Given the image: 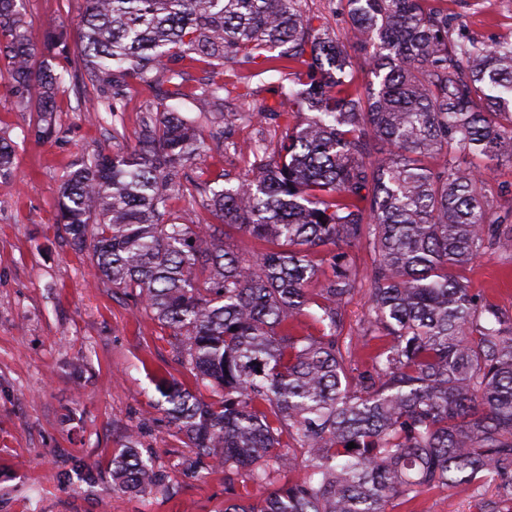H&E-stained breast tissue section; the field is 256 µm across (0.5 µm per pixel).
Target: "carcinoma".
<instances>
[{"label":"carcinoma","instance_id":"obj_1","mask_svg":"<svg viewBox=\"0 0 512 512\" xmlns=\"http://www.w3.org/2000/svg\"><path fill=\"white\" fill-rule=\"evenodd\" d=\"M346 2L348 26L330 36L303 0H85L75 42L55 28L41 53L24 0H0V74L24 109L38 92L39 139L55 133L74 52L97 102L86 111H118L134 85L150 92L132 150L97 151L66 172L59 223L219 396L156 384L196 458L224 468V512H398L457 490L479 512H512V316L458 277L484 252L512 249L509 216H495L485 191L512 165V41L466 39L423 0ZM351 43L365 51L364 94L346 92ZM200 61L245 74L187 84L185 65ZM269 72L291 85L276 109L243 113L260 126L252 141L228 140L225 98L241 84L253 95L249 83ZM176 99L196 102L199 118ZM301 104L313 115L279 126L270 146L261 125ZM209 140L272 157L233 185L222 173L182 182ZM379 142L387 153L369 159ZM14 157L0 136L1 179ZM186 195L220 223L178 221L171 201ZM223 223L261 251L224 249ZM363 241L374 253L368 314L361 335L343 336L359 280L350 250ZM326 262L333 277L314 282ZM312 306L315 331H298ZM359 343L373 347L362 369ZM136 448L131 435L112 459V490L164 491Z\"/></svg>","mask_w":512,"mask_h":512}]
</instances>
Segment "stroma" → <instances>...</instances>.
<instances>
[{
    "label": "stroma",
    "instance_id": "obj_1",
    "mask_svg": "<svg viewBox=\"0 0 512 512\" xmlns=\"http://www.w3.org/2000/svg\"><path fill=\"white\" fill-rule=\"evenodd\" d=\"M470 39L512 40V0H430ZM84 0H26L28 35L76 31ZM282 79L263 75L254 98L228 100L234 141L252 139L245 111L273 106ZM91 89L55 103L56 135L34 139L35 109L20 108L0 78V135L15 145L14 176L0 179V512H224V470H185L194 458L171 429L159 377L188 381L170 331L131 298L98 279L89 254L76 253L57 222L61 179L94 150L133 148L145 90L131 88L119 117L91 112ZM471 291L512 315V252H490L463 267ZM165 480L164 492L111 489L112 459L130 433ZM99 474L84 480L85 468Z\"/></svg>",
    "mask_w": 512,
    "mask_h": 512
}]
</instances>
